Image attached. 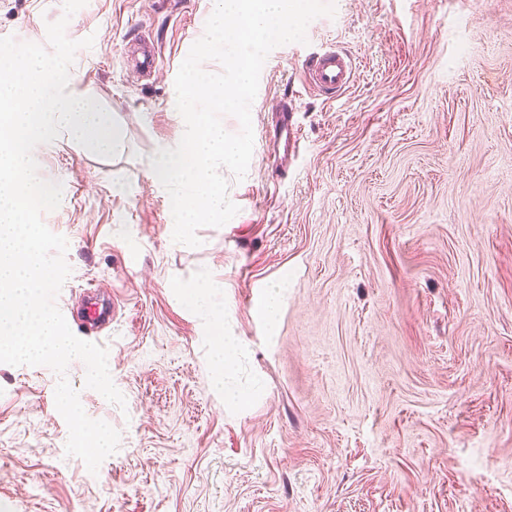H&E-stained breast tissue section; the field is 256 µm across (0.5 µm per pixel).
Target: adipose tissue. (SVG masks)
Segmentation results:
<instances>
[{"label":"adipose tissue","instance_id":"obj_1","mask_svg":"<svg viewBox=\"0 0 512 512\" xmlns=\"http://www.w3.org/2000/svg\"><path fill=\"white\" fill-rule=\"evenodd\" d=\"M209 288V281L195 282L187 287L186 296L212 325L213 334L217 340L215 346L217 356L216 379L224 387V399L230 403H238L244 400L245 392L236 383L232 375V369L234 362L245 356L246 349L225 330L223 312L208 306L205 295Z\"/></svg>","mask_w":512,"mask_h":512}]
</instances>
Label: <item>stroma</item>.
<instances>
[{
    "instance_id": "1",
    "label": "stroma",
    "mask_w": 512,
    "mask_h": 512,
    "mask_svg": "<svg viewBox=\"0 0 512 512\" xmlns=\"http://www.w3.org/2000/svg\"><path fill=\"white\" fill-rule=\"evenodd\" d=\"M306 43L275 48L251 107L254 150L230 181L239 211L172 239L151 180L185 122L174 79L215 0H87L66 27L94 36L70 69L114 118L123 150L61 137L35 147L61 184L42 215L67 238L57 305L106 346L126 399L67 378L86 414L121 435L97 473L65 453L57 375L0 363V512H512V0H334ZM63 0H0V38L46 44ZM160 47L140 77L133 49ZM333 46L356 64L327 100L302 56ZM301 151L272 138L281 108ZM274 322L256 311L280 279ZM210 306L249 350L246 400L215 384ZM108 322L82 315L88 290Z\"/></svg>"
}]
</instances>
